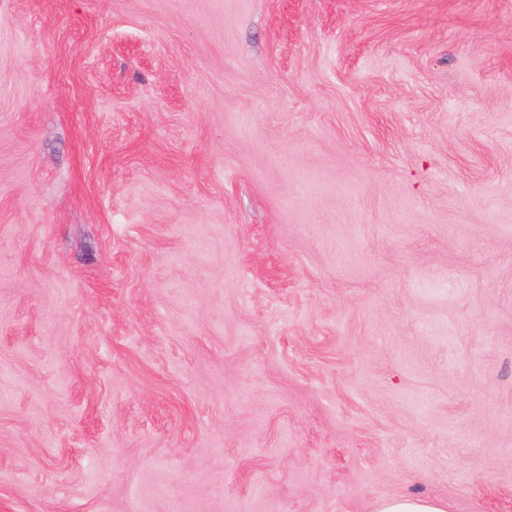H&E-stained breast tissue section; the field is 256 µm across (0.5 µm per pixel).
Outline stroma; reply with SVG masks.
<instances>
[{"mask_svg": "<svg viewBox=\"0 0 512 512\" xmlns=\"http://www.w3.org/2000/svg\"><path fill=\"white\" fill-rule=\"evenodd\" d=\"M512 512V0H0V512ZM442 501L421 495H406L379 503L375 512H447Z\"/></svg>", "mask_w": 512, "mask_h": 512, "instance_id": "stroma-1", "label": "stroma"}]
</instances>
